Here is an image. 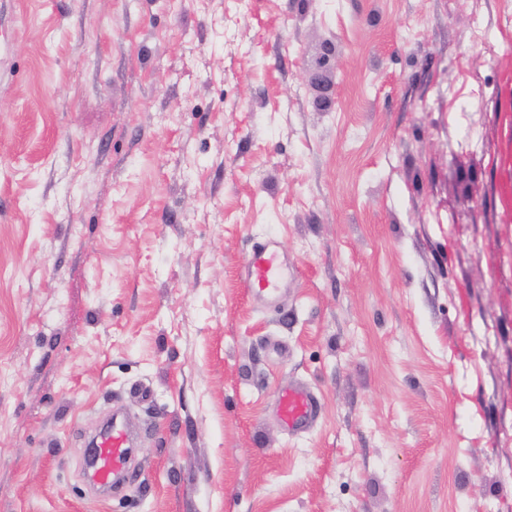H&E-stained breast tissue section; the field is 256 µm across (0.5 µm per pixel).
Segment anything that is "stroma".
Listing matches in <instances>:
<instances>
[{"label": "stroma", "mask_w": 512, "mask_h": 512, "mask_svg": "<svg viewBox=\"0 0 512 512\" xmlns=\"http://www.w3.org/2000/svg\"><path fill=\"white\" fill-rule=\"evenodd\" d=\"M0 512H512V0H0ZM292 270L280 246L272 241L256 242L243 266V288L275 298ZM278 411L281 421L293 433L310 429L318 418L320 405L308 388L291 384L278 392ZM134 436L124 423L112 420V427L100 434L95 449V478L103 487L112 486V477L127 471Z\"/></svg>", "instance_id": "35a3bbf8"}]
</instances>
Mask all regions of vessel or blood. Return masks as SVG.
I'll list each match as a JSON object with an SVG mask.
<instances>
[{"instance_id": "b4317fda", "label": "vessel or blood", "mask_w": 512, "mask_h": 512, "mask_svg": "<svg viewBox=\"0 0 512 512\" xmlns=\"http://www.w3.org/2000/svg\"><path fill=\"white\" fill-rule=\"evenodd\" d=\"M292 270L279 245L268 240L256 242L243 266V286L247 290L276 297ZM280 418L289 431L298 433L310 429L318 418L317 397L301 385H288L277 396ZM134 436L122 423L100 434L95 449V478L100 486L108 487L115 475L127 471Z\"/></svg>"}]
</instances>
